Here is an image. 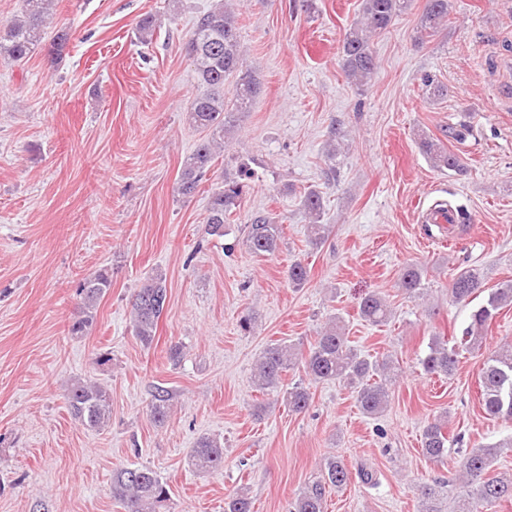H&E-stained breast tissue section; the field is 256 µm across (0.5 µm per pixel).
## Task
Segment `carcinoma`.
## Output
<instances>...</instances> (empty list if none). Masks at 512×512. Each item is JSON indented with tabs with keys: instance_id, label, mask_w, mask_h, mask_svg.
Here are the masks:
<instances>
[{
	"instance_id": "obj_1",
	"label": "carcinoma",
	"mask_w": 512,
	"mask_h": 512,
	"mask_svg": "<svg viewBox=\"0 0 512 512\" xmlns=\"http://www.w3.org/2000/svg\"><path fill=\"white\" fill-rule=\"evenodd\" d=\"M410 0H363L361 19L345 34L342 44V66L349 78L358 85L367 84L374 75L377 63L371 48V38L385 32L395 17L408 7ZM54 0H23L21 14L0 25V56L15 62L27 61L37 49L46 51L54 60L66 54L71 35L68 29L53 32L44 43L50 25ZM449 0H426L417 27V39L422 41L439 32L448 22ZM184 50L194 67L197 82L203 87L187 112L190 125L206 132L193 152L183 161L177 182V193L184 197L195 195L211 171L216 156L224 150V137L230 130L236 112L250 111L261 85L252 71L245 68L240 55L239 27L235 15L217 0L211 8L197 16ZM420 148L436 168L464 171L459 158L440 144L424 137ZM244 184L237 177H226L210 198L204 231L217 238L226 236V226L233 220L241 205ZM301 205L312 221L310 244L318 246L325 240V225L320 223L323 197L317 190H308ZM282 238V225L272 218L256 214L247 225L246 242L257 256L274 253ZM426 270L417 263L406 264L399 275L398 286L411 298L423 295ZM309 277V269L301 261L288 267V281L299 287ZM112 288V274L101 269L80 280L76 285L78 299L75 319L70 332L86 336L97 321L100 301ZM484 279L473 268L454 274L449 283L453 302L468 305L483 292ZM168 300L167 278L156 272L145 278L130 297V322L133 336L140 344L153 347L158 323ZM512 303V279L490 290L485 301L472 308L469 322L462 335L445 340L431 338L428 353L420 359L428 375L450 376L457 370L465 352L482 348L486 332L499 314L500 308ZM360 315L368 322L380 325L387 322L390 310L385 300L371 294L359 304ZM302 366L306 380L283 387L282 377L296 366ZM391 360L379 359L354 349L344 336L338 317H333L315 337L307 351L292 343L279 341L269 344L257 360L254 383L263 391L282 395L288 410L301 414L310 405V382L338 380L353 393L362 413L376 416L384 411L389 398ZM481 400L485 414L494 419L512 420V345L499 350L483 363L480 375ZM66 402L73 418L90 430L107 426L112 415V399L107 387L92 379H78L66 388ZM172 406L171 390L156 386L151 392L148 412L151 421L160 426L169 417ZM452 440L444 432V424L428 423L421 435V450L431 462L442 463L448 458ZM512 451V439L491 445H479L457 462V476L464 493L453 500L448 512H484L496 503L512 500V477L492 476L489 470L495 459ZM188 465L206 472L224 466V446L203 436L191 449ZM351 471L344 459L330 456L324 460L319 476L309 482L291 504L289 512H325L328 496L346 486ZM425 503L424 512H443L437 505L433 485L417 487ZM112 497L123 512H170L171 492L160 475L147 466H127L112 473ZM250 498L240 492L224 502V512H251Z\"/></svg>"
}]
</instances>
